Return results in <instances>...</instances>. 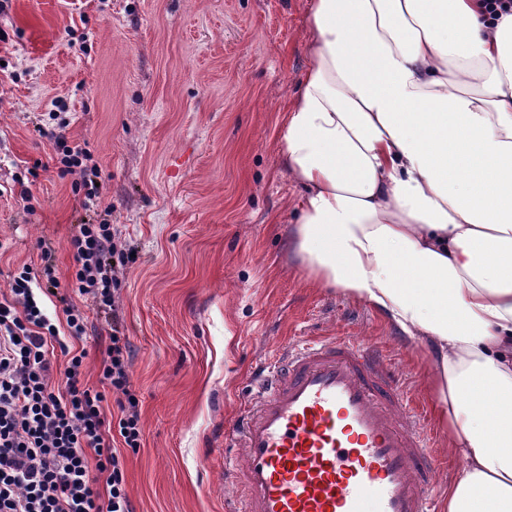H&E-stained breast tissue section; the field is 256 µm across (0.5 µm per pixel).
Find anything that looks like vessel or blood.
Segmentation results:
<instances>
[{
  "mask_svg": "<svg viewBox=\"0 0 512 512\" xmlns=\"http://www.w3.org/2000/svg\"><path fill=\"white\" fill-rule=\"evenodd\" d=\"M224 435L233 512H436L435 440L379 351L280 350Z\"/></svg>",
  "mask_w": 512,
  "mask_h": 512,
  "instance_id": "b4317fda",
  "label": "vessel or blood"
}]
</instances>
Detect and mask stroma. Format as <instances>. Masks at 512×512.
I'll return each instance as SVG.
<instances>
[{
    "label": "stroma",
    "instance_id": "obj_1",
    "mask_svg": "<svg viewBox=\"0 0 512 512\" xmlns=\"http://www.w3.org/2000/svg\"><path fill=\"white\" fill-rule=\"evenodd\" d=\"M308 0H8L0 29V297L9 270H59L80 224H108L137 255L119 276L143 439L125 451L134 512H225L224 430L257 364L305 336L348 337L386 355L432 413L418 343L353 298L310 282L290 232L298 190L281 132L303 81ZM66 106L69 141L102 184L86 207L60 177L47 130ZM36 169L33 201L15 176ZM88 380L112 317L86 296Z\"/></svg>",
    "mask_w": 512,
    "mask_h": 512
}]
</instances>
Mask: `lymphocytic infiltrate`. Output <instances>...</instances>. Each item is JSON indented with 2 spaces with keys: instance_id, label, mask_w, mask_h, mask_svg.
I'll list each match as a JSON object with an SVG mask.
<instances>
[{
  "instance_id": "lymphocytic-infiltrate-1",
  "label": "lymphocytic infiltrate",
  "mask_w": 512,
  "mask_h": 512,
  "mask_svg": "<svg viewBox=\"0 0 512 512\" xmlns=\"http://www.w3.org/2000/svg\"><path fill=\"white\" fill-rule=\"evenodd\" d=\"M48 137L60 175L73 176L74 189L96 205L98 167L88 150L68 144L60 131ZM68 248V273L58 271L51 248L43 247L40 269L14 271L11 297L0 301V512H133L122 451L140 448L142 427L121 322H112L92 387L85 380L87 353L73 347L87 333L85 314L66 305L61 329L46 303L63 290L116 311L118 273L135 258L108 224L79 225ZM112 401L119 411L114 420L107 415ZM116 436L122 449L112 446Z\"/></svg>"
}]
</instances>
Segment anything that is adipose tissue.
Here are the masks:
<instances>
[{
  "label": "adipose tissue",
  "mask_w": 512,
  "mask_h": 512,
  "mask_svg": "<svg viewBox=\"0 0 512 512\" xmlns=\"http://www.w3.org/2000/svg\"><path fill=\"white\" fill-rule=\"evenodd\" d=\"M280 161L308 278L426 347L461 469L445 512H512V12L309 0Z\"/></svg>",
  "instance_id": "obj_1"
}]
</instances>
